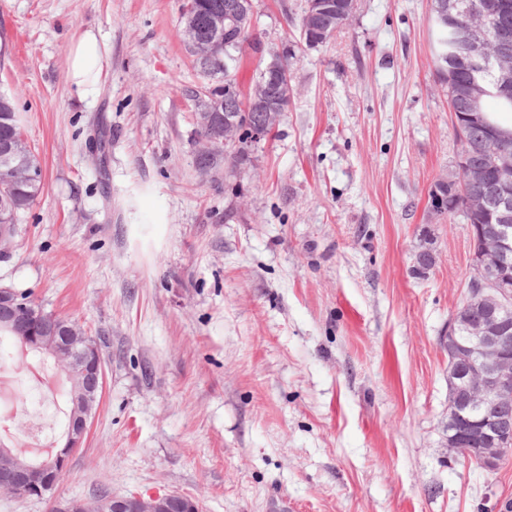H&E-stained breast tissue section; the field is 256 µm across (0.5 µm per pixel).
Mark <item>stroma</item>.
I'll return each mask as SVG.
<instances>
[{"mask_svg": "<svg viewBox=\"0 0 512 512\" xmlns=\"http://www.w3.org/2000/svg\"><path fill=\"white\" fill-rule=\"evenodd\" d=\"M182 3L0 0V92L42 170L0 283L78 322L106 373L63 479L0 492V512L104 491L200 512H512V456L488 471L448 449L440 338L472 241L427 208L460 151L431 0H356L312 49L304 0H254L240 86L284 51L291 101L231 173L195 162ZM88 29L105 58L83 95L67 62Z\"/></svg>", "mask_w": 512, "mask_h": 512, "instance_id": "stroma-1", "label": "stroma"}]
</instances>
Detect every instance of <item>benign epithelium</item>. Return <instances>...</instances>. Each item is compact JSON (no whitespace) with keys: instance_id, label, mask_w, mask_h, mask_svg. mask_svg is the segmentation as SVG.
Returning a JSON list of instances; mask_svg holds the SVG:
<instances>
[{"instance_id":"1","label":"benign epithelium","mask_w":512,"mask_h":512,"mask_svg":"<svg viewBox=\"0 0 512 512\" xmlns=\"http://www.w3.org/2000/svg\"><path fill=\"white\" fill-rule=\"evenodd\" d=\"M209 26L218 33L236 34L224 47V67L233 66L237 51L244 48L254 26L252 0H233L224 14L209 19ZM284 60L285 56L279 54L262 69L260 86L265 95L244 100V111L263 112L254 125L256 140L272 133L270 121L281 112L275 88L289 81ZM216 119L223 123L227 134L238 126L240 114L204 112L198 116V123ZM499 151L500 176L492 187L499 209L488 215L487 223L469 225L471 237L480 241L479 249L472 254L475 276L487 279L489 287L479 295V313L470 318L467 335L456 336L458 315L454 314L448 320V335L442 337L448 349V380L458 382L461 389L460 396L448 407V415L468 422L465 433L448 431V448L487 470L496 469L512 454V422L492 416L496 408L512 400V327L500 319L501 313L512 309V225L508 214L512 179L507 174L512 162L507 149L501 147ZM0 326L24 331L32 346L64 367L73 384V413L63 447L40 461L17 456L8 448L0 450V492L41 497L56 484L71 452L81 447L87 435L104 388V365L92 337L59 316L40 322L29 299L8 286L0 287ZM62 512H198V508L177 493L132 494L74 501Z\"/></svg>"}]
</instances>
